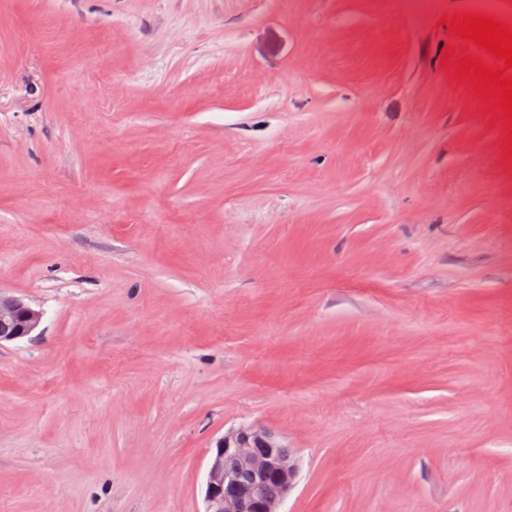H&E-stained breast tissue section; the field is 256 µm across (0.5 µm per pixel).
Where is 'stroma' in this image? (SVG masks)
Masks as SVG:
<instances>
[{
    "instance_id": "1",
    "label": "stroma",
    "mask_w": 512,
    "mask_h": 512,
    "mask_svg": "<svg viewBox=\"0 0 512 512\" xmlns=\"http://www.w3.org/2000/svg\"><path fill=\"white\" fill-rule=\"evenodd\" d=\"M0 0V512H512V160L476 0ZM482 333L486 346L472 337ZM41 317V313L22 298L0 290V343L31 336ZM280 438L270 430L242 425L224 433L211 448L206 477L205 512H282L280 506L295 485L298 465ZM227 461L233 462L231 467ZM246 470L251 486L238 487ZM274 484L266 495L265 488Z\"/></svg>"
}]
</instances>
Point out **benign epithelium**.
I'll return each mask as SVG.
<instances>
[{
	"label": "benign epithelium",
	"instance_id": "benign-epithelium-1",
	"mask_svg": "<svg viewBox=\"0 0 512 512\" xmlns=\"http://www.w3.org/2000/svg\"><path fill=\"white\" fill-rule=\"evenodd\" d=\"M41 313L22 298L0 291V343L32 335ZM249 473L251 486L238 487V472ZM298 465L270 430L242 425L224 433L211 450L206 477L205 512H280L295 485ZM274 484L277 493L265 494Z\"/></svg>",
	"mask_w": 512,
	"mask_h": 512
}]
</instances>
